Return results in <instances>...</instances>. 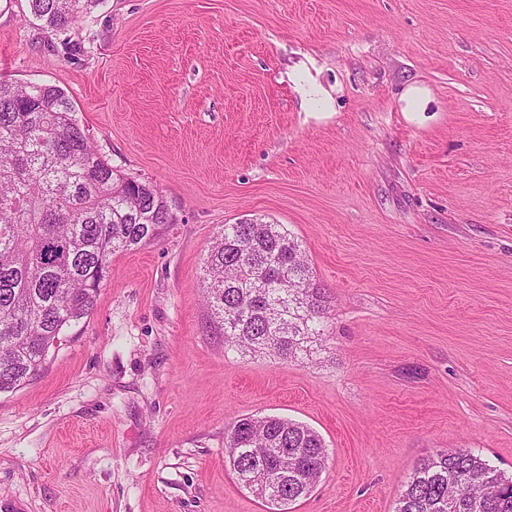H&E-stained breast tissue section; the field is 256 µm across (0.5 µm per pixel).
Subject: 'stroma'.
I'll use <instances>...</instances> for the list:
<instances>
[{
    "label": "stroma",
    "instance_id": "obj_1",
    "mask_svg": "<svg viewBox=\"0 0 512 512\" xmlns=\"http://www.w3.org/2000/svg\"><path fill=\"white\" fill-rule=\"evenodd\" d=\"M307 56L331 115L288 86ZM3 77L63 88L177 221L0 394V512H268L224 448L259 415L328 448L291 512H393L444 448L512 475V0H104L54 36L0 0ZM246 218L285 225L331 294L299 358L225 348L206 306L208 251ZM435 98L431 88L420 82L407 85L399 95L401 112H405L410 120L420 122L423 113L432 112L431 105Z\"/></svg>",
    "mask_w": 512,
    "mask_h": 512
}]
</instances>
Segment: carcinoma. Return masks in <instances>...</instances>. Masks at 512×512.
<instances>
[{"mask_svg":"<svg viewBox=\"0 0 512 512\" xmlns=\"http://www.w3.org/2000/svg\"><path fill=\"white\" fill-rule=\"evenodd\" d=\"M28 2L56 35L97 0ZM174 221L157 187L114 172L63 89L1 79L0 393L39 375L54 342L91 313L112 256ZM206 275L225 343L288 360L321 335L328 296L284 225H224ZM225 451L240 484L276 512L308 496L327 461L317 431L277 416L235 422ZM394 512H512V476L467 448L444 450L413 470Z\"/></svg>","mask_w":512,"mask_h":512,"instance_id":"cac0c4a2","label":"carcinoma"}]
</instances>
